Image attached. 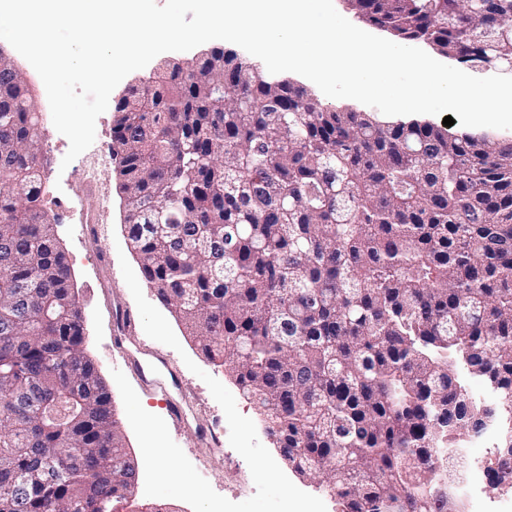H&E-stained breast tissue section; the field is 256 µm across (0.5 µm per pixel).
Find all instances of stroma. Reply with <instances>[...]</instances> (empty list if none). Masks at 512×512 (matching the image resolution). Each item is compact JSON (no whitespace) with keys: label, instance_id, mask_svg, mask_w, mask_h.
<instances>
[{"label":"stroma","instance_id":"obj_1","mask_svg":"<svg viewBox=\"0 0 512 512\" xmlns=\"http://www.w3.org/2000/svg\"><path fill=\"white\" fill-rule=\"evenodd\" d=\"M0 48L7 49L16 69L32 89L34 103L42 114L41 179L45 188L42 204L52 219L54 235L68 259L71 278L78 292L83 351L109 390L113 413L124 434L128 452L135 461H142L140 446L112 376L113 370H125L145 410L161 417L166 416L167 411L149 383L137 373L126 371L123 354L113 341L114 303H122L131 309L136 306L120 263L125 260L133 265L137 258L125 231V200L112 155V127L116 119L115 104L130 86L152 77L157 65L149 63L119 83L109 98V108L96 121L93 144L66 166L62 160L69 150V141L53 125L40 76L16 50L8 49L6 41H0ZM169 324L180 346L176 349L164 347L163 352L180 374L183 395L194 414L217 428L222 447L213 449L197 437L193 428L173 422L168 425L170 435L216 493L233 502L244 501L255 492L249 467L229 443V427L223 409L190 367L198 365L236 395L238 387L225 375L222 366L204 356L179 320L170 319ZM236 404L239 412L254 422L260 442L269 448L271 455H278L279 450L257 408L238 395Z\"/></svg>","mask_w":512,"mask_h":512}]
</instances>
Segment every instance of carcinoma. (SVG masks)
Masks as SVG:
<instances>
[{
  "instance_id": "cac0c4a2",
  "label": "carcinoma",
  "mask_w": 512,
  "mask_h": 512,
  "mask_svg": "<svg viewBox=\"0 0 512 512\" xmlns=\"http://www.w3.org/2000/svg\"><path fill=\"white\" fill-rule=\"evenodd\" d=\"M512 76V0H348ZM112 154L146 283L340 512H447L448 439L512 414V140L331 109L216 49L131 87ZM40 118L0 52V512H112L137 470L41 205Z\"/></svg>"
}]
</instances>
